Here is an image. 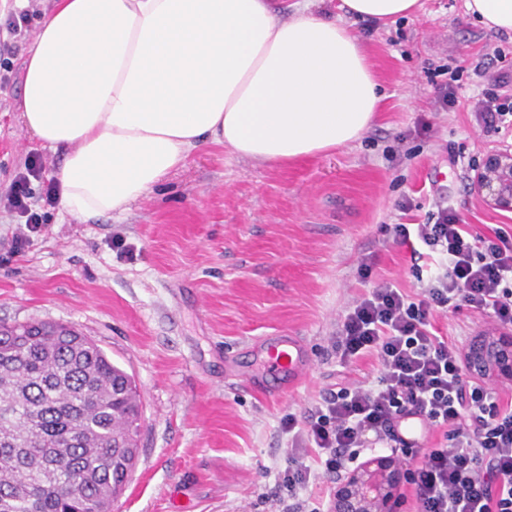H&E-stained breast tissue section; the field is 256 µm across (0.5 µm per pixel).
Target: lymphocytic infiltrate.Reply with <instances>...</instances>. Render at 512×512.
Wrapping results in <instances>:
<instances>
[{
	"mask_svg": "<svg viewBox=\"0 0 512 512\" xmlns=\"http://www.w3.org/2000/svg\"><path fill=\"white\" fill-rule=\"evenodd\" d=\"M480 75L489 86L475 104V118L495 131L512 114V97L496 92L505 75L485 69ZM40 169L39 161L30 159L0 197L28 229L15 237L17 251L44 222L28 202L30 180ZM435 206L434 223L393 227L398 244L422 243L411 258L429 259L433 272L411 291L391 282L368 289L349 303L337 324L334 349L340 363L373 357L376 377L329 390L282 423L292 445L282 477L288 492L282 512H325L323 500L305 496L309 483L340 476L361 451L376 445L402 455L417 512H512V400L471 376L462 348L432 323L436 310L464 304L497 326L512 328V231L499 227L489 236L474 235L446 198ZM411 415L422 416L433 437L420 455L396 443V423ZM312 452L319 459L316 471L306 463Z\"/></svg>",
	"mask_w": 512,
	"mask_h": 512,
	"instance_id": "f902f5d3",
	"label": "lymphocytic infiltrate"
}]
</instances>
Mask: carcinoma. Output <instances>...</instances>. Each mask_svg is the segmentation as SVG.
I'll use <instances>...</instances> for the list:
<instances>
[{"label":"carcinoma","mask_w":512,"mask_h":512,"mask_svg":"<svg viewBox=\"0 0 512 512\" xmlns=\"http://www.w3.org/2000/svg\"><path fill=\"white\" fill-rule=\"evenodd\" d=\"M140 426L133 377L92 339L0 326V512H112Z\"/></svg>","instance_id":"cac0c4a2"}]
</instances>
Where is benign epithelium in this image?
Instances as JSON below:
<instances>
[{
  "instance_id": "1",
  "label": "benign epithelium",
  "mask_w": 512,
  "mask_h": 512,
  "mask_svg": "<svg viewBox=\"0 0 512 512\" xmlns=\"http://www.w3.org/2000/svg\"><path fill=\"white\" fill-rule=\"evenodd\" d=\"M485 202L512 211V146L488 152L476 175ZM512 365V336L488 337L465 352L466 369L477 376ZM405 473L391 458H369L350 470L336 486L331 512H400L397 489Z\"/></svg>"
}]
</instances>
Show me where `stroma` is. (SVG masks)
I'll list each match as a JSON object with an SVG mask.
<instances>
[{
  "mask_svg": "<svg viewBox=\"0 0 512 512\" xmlns=\"http://www.w3.org/2000/svg\"><path fill=\"white\" fill-rule=\"evenodd\" d=\"M421 3L419 13L383 24L350 14L343 0H304L307 12L358 36L381 86V109L355 142L284 165L207 143L125 212L79 218L46 204L63 156L16 110L53 0H0V194L39 158L31 203L47 215L15 254L23 220L0 207V325L69 326L133 376L138 458L112 512H276L289 453L282 419L343 378L375 374L372 359L337 361L340 314L381 282L417 284L393 225L429 223L442 196L472 233L512 227V212L487 206L473 173L483 153L512 143V127L495 132L475 121L470 107L483 85L469 70L455 107H435L447 65L497 50L512 61V36L485 29L464 0ZM22 11L27 27L10 33L8 17ZM368 255L376 263L364 278ZM434 326L466 346L496 333L467 306L435 313ZM284 331L301 337L310 360L285 396L245 380L262 368L263 340Z\"/></svg>",
  "mask_w": 512,
  "mask_h": 512,
  "instance_id": "obj_1",
  "label": "stroma"
}]
</instances>
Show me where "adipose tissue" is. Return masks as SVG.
<instances>
[{
    "instance_id": "adipose-tissue-1",
    "label": "adipose tissue",
    "mask_w": 512,
    "mask_h": 512,
    "mask_svg": "<svg viewBox=\"0 0 512 512\" xmlns=\"http://www.w3.org/2000/svg\"><path fill=\"white\" fill-rule=\"evenodd\" d=\"M512 33V0H466ZM383 95L344 24L269 0H53L26 60L23 125L62 151L59 202L105 216L205 142L261 163L359 139Z\"/></svg>"
}]
</instances>
